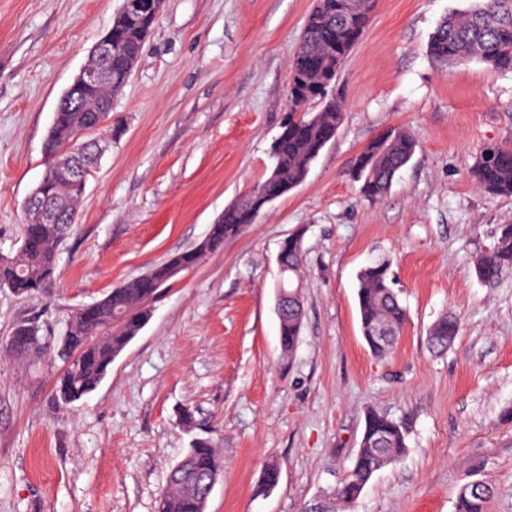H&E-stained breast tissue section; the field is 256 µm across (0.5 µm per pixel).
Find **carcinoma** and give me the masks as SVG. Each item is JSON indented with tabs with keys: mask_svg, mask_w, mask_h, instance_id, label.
<instances>
[{
	"mask_svg": "<svg viewBox=\"0 0 512 512\" xmlns=\"http://www.w3.org/2000/svg\"><path fill=\"white\" fill-rule=\"evenodd\" d=\"M376 0H316L308 15L301 46L290 64L288 122L275 138L270 174L224 209V215L210 225L205 238L112 289L103 299L78 309L66 334L56 346V356L65 365L56 380L58 399L65 403L80 400L105 377L113 361L125 350L149 319L152 305L171 283L169 268L190 269L203 258L224 248L255 222L252 215L256 194L276 200L307 177L325 145L332 141L343 120V101L331 87L354 45L364 36ZM154 23V18H113L112 87H90L79 93L81 101L93 105L120 90L129 80ZM427 53L445 64L482 61L501 71H512V0H475L467 11L446 16L427 45ZM313 103L317 112L308 111ZM103 129L112 138V125L103 124L95 112H74L68 107L54 114L45 140L51 162L76 152L90 154L95 149L90 134ZM418 142L407 129L393 126L369 141L352 165V177L359 195L369 202L382 199L396 172L408 164ZM477 186L496 196H512V148L486 147L471 168ZM85 184L69 177L60 167L40 181L36 195L44 198L59 214L56 222L32 213L22 225L21 244L13 257H0V287L19 297L38 292L54 278L60 246L76 223L78 205ZM294 236L279 250L282 274L280 285L288 295L280 315V344L291 355L303 321L300 291L302 249ZM476 277L486 285L498 283L512 270V224L501 225L491 249L473 261ZM358 279V306L362 336L377 356L388 354L397 343L406 322V309L393 289L390 264L385 258L362 267ZM457 318L443 315L430 327L429 348L437 353L448 348L458 335ZM47 346L39 328L30 322L16 325L7 339L9 352L23 358L42 352ZM407 451V430L403 422L380 412H370L360 448L345 482L324 512H336L361 494L372 476L384 466L400 461ZM224 471V458L210 440L197 438L184 458L169 472L167 488L157 512H205L207 484ZM491 488L484 482L467 484L457 499L456 512H485Z\"/></svg>",
	"mask_w": 512,
	"mask_h": 512,
	"instance_id": "1",
	"label": "carcinoma"
}]
</instances>
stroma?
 Instances as JSON below:
<instances>
[{"instance_id": "35a3bbf8", "label": "stroma", "mask_w": 512, "mask_h": 512, "mask_svg": "<svg viewBox=\"0 0 512 512\" xmlns=\"http://www.w3.org/2000/svg\"><path fill=\"white\" fill-rule=\"evenodd\" d=\"M473 0H378L335 86L344 118L306 180L223 250L180 274L86 398L65 405L52 353L17 359L13 326L49 343L79 308L193 247L270 172L288 116L289 61L313 0H164L88 178L57 272L26 298L0 288V512H156L193 437L224 458L205 512H314L346 480L368 412L403 421L407 453L345 512H455L486 480V512H512V274L470 261L512 197L470 174L486 146L512 148V73L427 54L440 20ZM122 0H0V256L15 255L23 205L49 161L61 95ZM418 140L378 202L351 166L384 129ZM300 235L303 324L283 356L275 313L281 243ZM387 255L408 319L391 354L367 347L357 274ZM454 343L431 353L443 314ZM192 424H184L183 412ZM275 489L260 493L265 465ZM460 328L456 317L443 315L430 327L427 335V344L432 351L443 352L458 335Z\"/></svg>"}]
</instances>
